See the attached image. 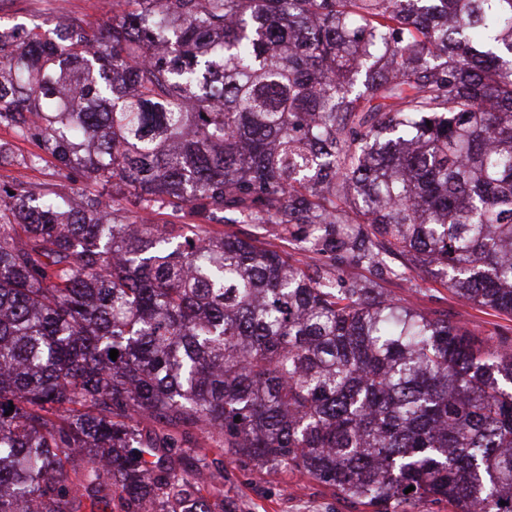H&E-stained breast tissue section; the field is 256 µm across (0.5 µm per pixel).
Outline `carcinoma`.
<instances>
[{
  "label": "carcinoma",
  "instance_id": "obj_1",
  "mask_svg": "<svg viewBox=\"0 0 512 512\" xmlns=\"http://www.w3.org/2000/svg\"><path fill=\"white\" fill-rule=\"evenodd\" d=\"M115 2L0 38V127L88 184H0V512H211L224 460L141 418L372 512H512V339L383 288L512 317V0ZM180 443H182L183 450L192 455H199L200 457L206 456L207 462H211L216 455L215 442L208 438L206 434L193 430L188 432L174 433ZM188 447V448H187Z\"/></svg>",
  "mask_w": 512,
  "mask_h": 512
}]
</instances>
